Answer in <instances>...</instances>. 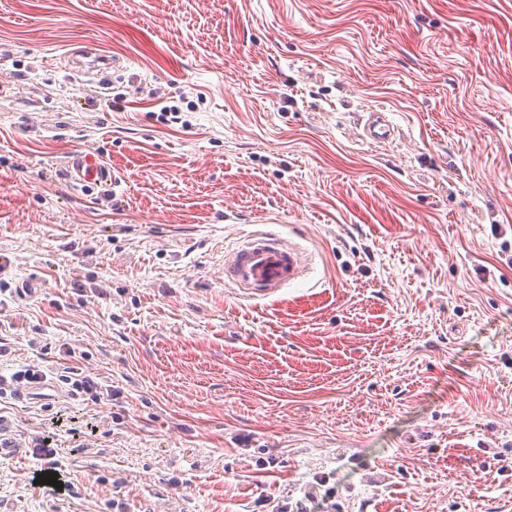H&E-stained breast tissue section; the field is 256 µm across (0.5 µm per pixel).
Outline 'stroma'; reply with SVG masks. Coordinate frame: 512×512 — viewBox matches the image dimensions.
Instances as JSON below:
<instances>
[{"label":"stroma","instance_id":"35a3bbf8","mask_svg":"<svg viewBox=\"0 0 512 512\" xmlns=\"http://www.w3.org/2000/svg\"><path fill=\"white\" fill-rule=\"evenodd\" d=\"M269 229L307 272L243 298L224 255ZM30 362L101 395L0 403V512H512V0H0V365ZM82 58L83 60H76L75 64L89 74L101 76L112 68V60L106 55L86 52ZM370 117L364 127V136L374 142L388 141L394 133L392 123L384 112H369ZM94 152H80L69 165L70 181L80 185H98L107 177L106 167ZM62 377L61 381L65 384H71V389L69 390V394L71 395L72 399H79L83 397L84 395L91 394L95 398L100 396L98 393V389L100 390L101 387L99 383L96 381L87 378V377H71L68 375H61ZM74 379V381H72ZM52 441L53 436L42 437L34 446V448H37L34 452L35 458L44 462L40 464L39 469H36L33 479L37 480L39 474H44V478H47L48 475L55 473L57 481L62 483L60 476L64 465L61 460L55 459L57 451L55 448H50Z\"/></svg>","mask_w":512,"mask_h":512}]
</instances>
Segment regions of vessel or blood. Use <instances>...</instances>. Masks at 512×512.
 <instances>
[{
    "mask_svg": "<svg viewBox=\"0 0 512 512\" xmlns=\"http://www.w3.org/2000/svg\"><path fill=\"white\" fill-rule=\"evenodd\" d=\"M394 133L385 113H371L364 127L366 138L380 143ZM69 177L80 185H98L107 177L100 157L82 152L69 165ZM305 267L299 251L274 231L251 235L224 260V280L236 287L242 296L262 300L277 293L282 286L299 280Z\"/></svg>",
    "mask_w": 512,
    "mask_h": 512,
    "instance_id": "b4317fda",
    "label": "vessel or blood"
}]
</instances>
